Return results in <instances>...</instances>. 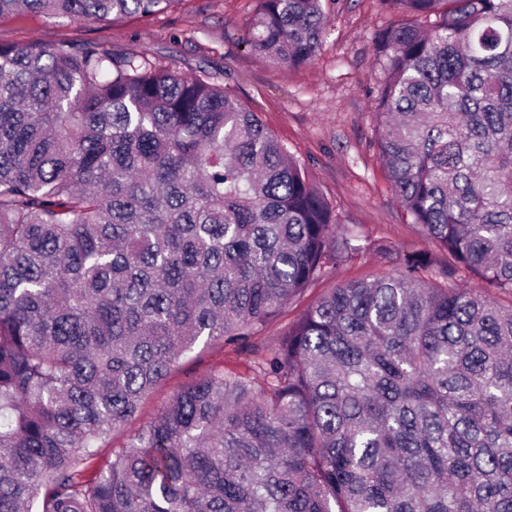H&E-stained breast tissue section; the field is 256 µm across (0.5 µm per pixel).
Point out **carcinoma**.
Instances as JSON below:
<instances>
[{"mask_svg":"<svg viewBox=\"0 0 512 512\" xmlns=\"http://www.w3.org/2000/svg\"><path fill=\"white\" fill-rule=\"evenodd\" d=\"M179 0H0V17L145 19ZM377 149L435 248L320 298L366 251L223 88L94 43H0V512H512V0H382ZM290 67L323 0H256ZM256 358L179 389L85 461L194 347Z\"/></svg>","mask_w":512,"mask_h":512,"instance_id":"carcinoma-1","label":"carcinoma"}]
</instances>
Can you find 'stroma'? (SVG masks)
Listing matches in <instances>:
<instances>
[{
	"label": "stroma",
	"instance_id": "1",
	"mask_svg": "<svg viewBox=\"0 0 512 512\" xmlns=\"http://www.w3.org/2000/svg\"><path fill=\"white\" fill-rule=\"evenodd\" d=\"M255 7V0H180L149 19L109 24L14 14L0 18V43H94L118 57L142 55L204 79L231 92L304 164L338 223L373 246L327 270L257 333L256 343L272 346L328 290L398 273L397 250H424L428 244L392 194L376 147L375 112L385 71L373 35L395 21V14L381 0H327V35L320 51L310 63L291 69L247 46L245 22ZM251 358L250 352L219 340L195 347L140 412L99 448L91 469L111 461L113 449L127 446L181 386L215 367L245 370Z\"/></svg>",
	"mask_w": 512,
	"mask_h": 512
}]
</instances>
